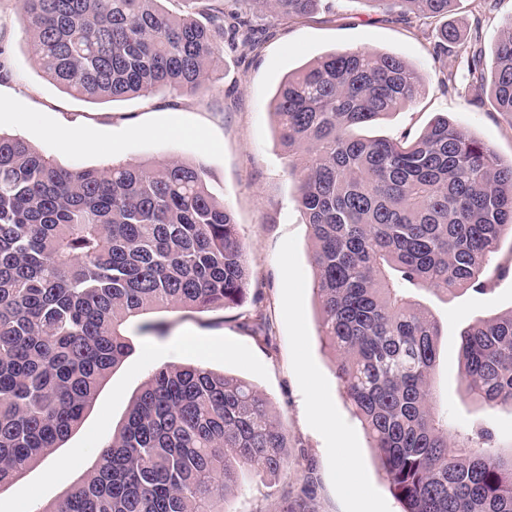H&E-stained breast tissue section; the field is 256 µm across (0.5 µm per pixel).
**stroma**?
<instances>
[{"label": "stroma", "mask_w": 512, "mask_h": 512, "mask_svg": "<svg viewBox=\"0 0 512 512\" xmlns=\"http://www.w3.org/2000/svg\"><path fill=\"white\" fill-rule=\"evenodd\" d=\"M512 0H456L448 22L492 58ZM26 20L15 0H0V132L18 136L68 169L112 163L179 159L202 165L212 194L229 207L247 255L244 303L234 309H181L149 315L165 334L132 330V350L98 394L82 426L53 455L59 467L46 477L35 467L0 489V512H41L79 482L98 448L123 419L131 397L163 365H203L249 381L265 395L288 430V474L273 479L242 473L227 512H402L359 419L334 374V357L318 335V307L311 290V230L296 202L290 158L282 146L274 98L288 74L334 51L366 49L402 57L423 77L416 100L364 128L367 136L420 133L445 115L512 159V120L491 102L475 104L463 60L434 56L435 30L399 20L360 0H328V6L293 23L267 16L255 27L266 37L249 51L241 36L224 34V54L210 70L204 93L161 90L148 97L88 102L74 98L41 70L29 51ZM455 74L456 87L443 80ZM190 129L174 138L173 126ZM504 272L489 290L446 298L419 292L442 325L434 376L436 406L453 430L483 419L462 393L461 332L477 320L512 310V240L494 259ZM266 330H259V321ZM353 464L366 494L350 493L339 477Z\"/></svg>", "instance_id": "35a3bbf8"}]
</instances>
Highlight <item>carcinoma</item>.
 Masks as SVG:
<instances>
[{"mask_svg": "<svg viewBox=\"0 0 512 512\" xmlns=\"http://www.w3.org/2000/svg\"><path fill=\"white\" fill-rule=\"evenodd\" d=\"M43 72L82 100L208 89L224 24L254 51L253 20L306 18L321 0H17ZM438 25L455 0H360ZM472 86L512 115V23L491 66L467 56ZM423 88L401 57L326 55L288 75L274 103L312 232V290L336 376L403 512H512V449L485 422L452 434L435 407L442 329L415 292H483L512 238V162L440 116L420 134L354 130ZM205 171L183 161L70 170L0 132V487L80 427L132 349L128 326L156 312L241 306L245 249ZM469 400L512 412V309L460 338ZM287 435L266 398L207 367L152 371L82 481L41 512H224L241 471L287 475Z\"/></svg>", "mask_w": 512, "mask_h": 512, "instance_id": "cac0c4a2", "label": "carcinoma"}]
</instances>
